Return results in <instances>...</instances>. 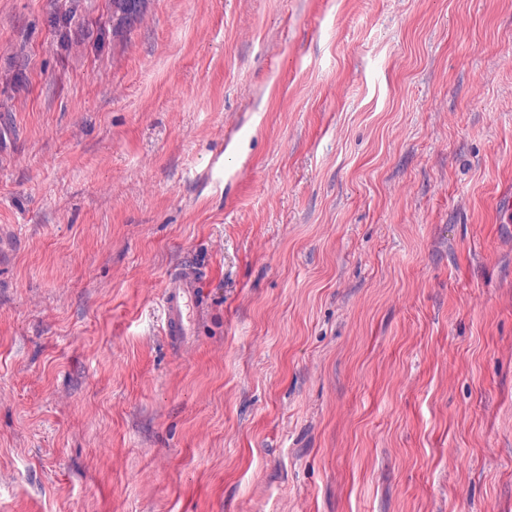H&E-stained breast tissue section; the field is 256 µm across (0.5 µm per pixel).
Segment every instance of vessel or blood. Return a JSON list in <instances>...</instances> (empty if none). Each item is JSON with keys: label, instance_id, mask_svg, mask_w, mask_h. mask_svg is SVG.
Instances as JSON below:
<instances>
[{"label": "vessel or blood", "instance_id": "vessel-or-blood-1", "mask_svg": "<svg viewBox=\"0 0 512 512\" xmlns=\"http://www.w3.org/2000/svg\"><path fill=\"white\" fill-rule=\"evenodd\" d=\"M162 303L165 311L164 332L173 345H181L202 305L196 272L183 268L170 275L164 285Z\"/></svg>", "mask_w": 512, "mask_h": 512}]
</instances>
